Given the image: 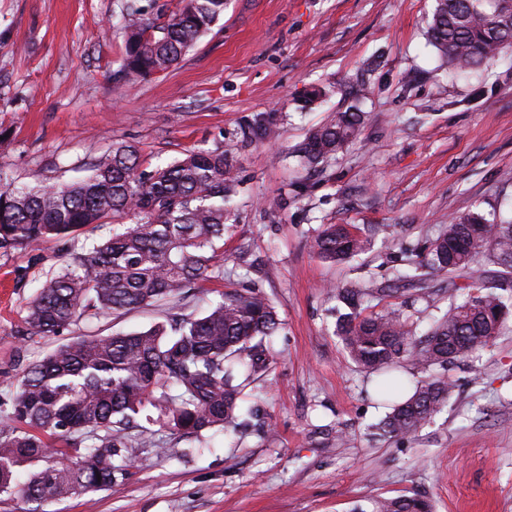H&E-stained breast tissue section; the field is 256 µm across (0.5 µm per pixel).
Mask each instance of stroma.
<instances>
[{"instance_id": "stroma-1", "label": "stroma", "mask_w": 512, "mask_h": 512, "mask_svg": "<svg viewBox=\"0 0 512 512\" xmlns=\"http://www.w3.org/2000/svg\"><path fill=\"white\" fill-rule=\"evenodd\" d=\"M125 0H0V180L68 183L119 143L144 169L189 148L229 149L240 181L224 229V274L184 299L85 314L60 335L29 334L45 280L88 238L0 254V420L19 376L76 337L201 316L220 293L262 292L284 328L240 430L199 437L152 426L175 447L129 451L111 489L47 512H351L400 494L435 512H512V317L487 347L452 366L444 410L415 434L375 436L378 379L335 334L329 287L376 289L363 314L393 309L419 332L460 301L443 280L418 290L399 271L474 208L512 215V48L467 78L449 77L426 44L434 0H226L224 14L171 68L119 77ZM322 95L309 100L308 93ZM358 107L357 140L317 167L294 153L309 131ZM261 113L278 134L246 142ZM369 233L372 248L333 265L311 242L322 225Z\"/></svg>"}]
</instances>
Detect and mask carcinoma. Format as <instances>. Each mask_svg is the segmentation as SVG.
Masks as SVG:
<instances>
[{"instance_id":"obj_1","label":"carcinoma","mask_w":512,"mask_h":512,"mask_svg":"<svg viewBox=\"0 0 512 512\" xmlns=\"http://www.w3.org/2000/svg\"><path fill=\"white\" fill-rule=\"evenodd\" d=\"M146 13L134 0L127 5L125 77H148L176 64L224 13V0H179L161 25ZM427 38L448 73L476 69L512 47V0H435ZM363 122L361 112H338L310 131L297 153L316 166L357 137ZM275 132L274 117L258 115L244 135L262 141ZM237 188L233 156L220 147L187 149L147 171L131 143L112 146L70 184L1 185L0 252L113 225L111 237L70 254L45 281L25 317L30 334L58 335L90 311L121 313L180 298L223 273L227 204ZM370 246L350 227L326 224L313 250L342 264ZM403 277L446 279L463 299L418 338L400 311L361 316L373 291L346 289L341 297L351 312L336 325L350 359L381 376L378 396L389 412L379 430L389 437L417 432L447 405L449 367L491 343L512 313L488 284L495 279L512 288V218L480 210L452 218ZM460 277L468 278L461 287L454 282ZM280 330L270 301L243 289L222 294L197 318L56 347L19 377L12 413L0 423V494L16 492L31 512H44L70 496L112 488L115 474L131 466L127 430L140 427L143 412L147 422L173 434L239 427L243 390L269 370V342ZM403 361L425 373L408 392ZM353 512L434 510L428 499L398 495Z\"/></svg>"}]
</instances>
